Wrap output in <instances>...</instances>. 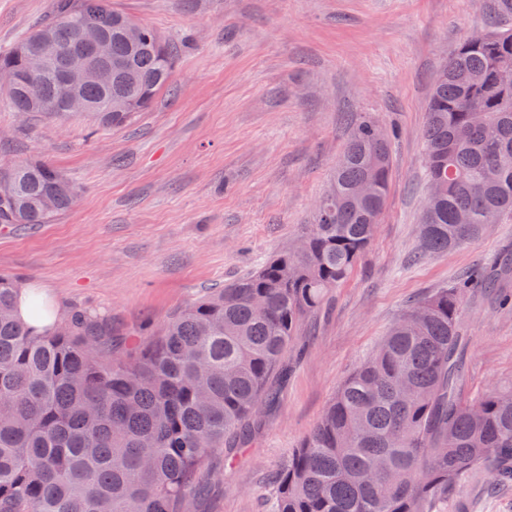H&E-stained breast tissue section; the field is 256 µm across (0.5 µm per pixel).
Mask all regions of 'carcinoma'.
<instances>
[{"instance_id":"carcinoma-1","label":"carcinoma","mask_w":512,"mask_h":512,"mask_svg":"<svg viewBox=\"0 0 512 512\" xmlns=\"http://www.w3.org/2000/svg\"><path fill=\"white\" fill-rule=\"evenodd\" d=\"M111 43L109 88L88 85L93 130L121 128L171 78L175 54L112 0H57L0 69L44 68L7 92L14 111L71 113L57 100L65 57L92 54L81 29ZM128 102L112 111V100ZM363 120L336 164L315 223L257 272L175 312L136 352H101L102 319L75 311L37 333L14 314L18 288L0 277V512H184L208 454L235 456L270 378L370 245L389 188V140ZM425 178L439 194L423 214L422 257L462 246L512 217V31L488 30L457 47L438 74L424 132ZM0 224H49L75 203V184L46 161L0 170ZM476 269L418 302L337 389L323 416L275 477L271 512H443L470 477L512 486V388L473 399L463 386L460 317Z\"/></svg>"}]
</instances>
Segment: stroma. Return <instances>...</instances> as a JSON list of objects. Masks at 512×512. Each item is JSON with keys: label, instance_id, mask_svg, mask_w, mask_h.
<instances>
[{"label": "stroma", "instance_id": "stroma-1", "mask_svg": "<svg viewBox=\"0 0 512 512\" xmlns=\"http://www.w3.org/2000/svg\"><path fill=\"white\" fill-rule=\"evenodd\" d=\"M55 0H0V51ZM176 49L169 84L120 129L80 117L19 118L0 94V167L45 159L79 188L49 224H0V275L46 288L60 313L112 328L130 353L143 328L254 273L296 240L353 125L393 137L376 235L325 312L306 318L291 373L235 459L212 453L187 512H270L276 473L339 385L415 303L468 269L512 254V220L420 257L427 194L423 130L434 79L466 36L512 29V0H112ZM512 271L474 289L460 327L471 396L512 383ZM466 482L448 512H512V489Z\"/></svg>", "mask_w": 512, "mask_h": 512}]
</instances>
